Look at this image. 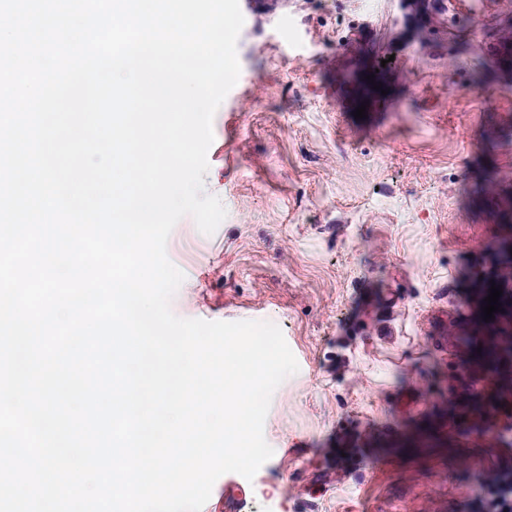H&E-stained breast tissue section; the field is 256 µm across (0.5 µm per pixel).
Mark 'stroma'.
I'll return each mask as SVG.
<instances>
[{"label":"stroma","mask_w":512,"mask_h":512,"mask_svg":"<svg viewBox=\"0 0 512 512\" xmlns=\"http://www.w3.org/2000/svg\"><path fill=\"white\" fill-rule=\"evenodd\" d=\"M240 75L213 119L205 191L166 245L181 318L269 321L299 370L264 423L272 457L203 512H475L512 469V418L457 426L474 390L468 284L512 223V0H239ZM489 78L475 85L471 68ZM365 118H355L357 107Z\"/></svg>","instance_id":"stroma-1"}]
</instances>
